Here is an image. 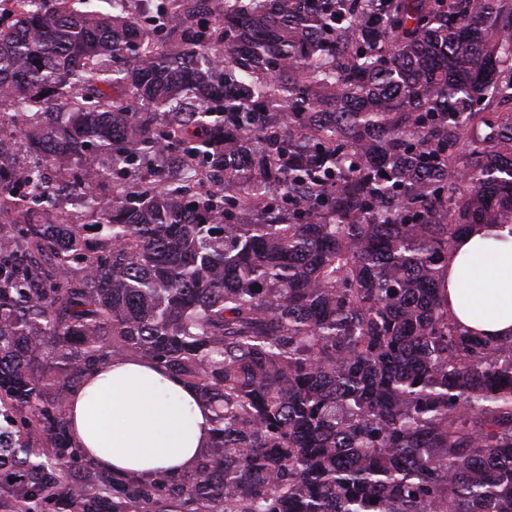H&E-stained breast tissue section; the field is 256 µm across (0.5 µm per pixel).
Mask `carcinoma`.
I'll use <instances>...</instances> for the list:
<instances>
[{"instance_id":"cac0c4a2","label":"carcinoma","mask_w":512,"mask_h":512,"mask_svg":"<svg viewBox=\"0 0 512 512\" xmlns=\"http://www.w3.org/2000/svg\"><path fill=\"white\" fill-rule=\"evenodd\" d=\"M2 10L0 512H512V338L444 280L512 226V0ZM118 356L213 410L193 470L73 442Z\"/></svg>"}]
</instances>
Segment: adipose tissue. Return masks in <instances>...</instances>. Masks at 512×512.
<instances>
[{
  "mask_svg": "<svg viewBox=\"0 0 512 512\" xmlns=\"http://www.w3.org/2000/svg\"><path fill=\"white\" fill-rule=\"evenodd\" d=\"M446 270L458 327L512 337V229L472 225L450 247ZM212 418L195 388L135 357L87 370L69 400L74 441L116 474L191 471L210 444Z\"/></svg>",
  "mask_w": 512,
  "mask_h": 512,
  "instance_id": "1",
  "label": "adipose tissue"
}]
</instances>
